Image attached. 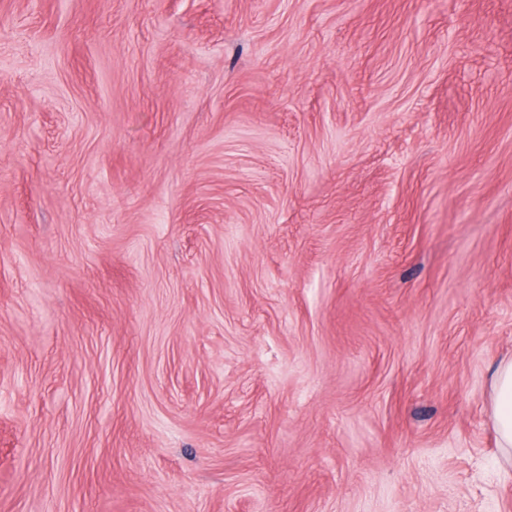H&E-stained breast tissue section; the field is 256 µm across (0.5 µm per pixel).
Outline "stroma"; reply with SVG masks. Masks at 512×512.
Returning a JSON list of instances; mask_svg holds the SVG:
<instances>
[{"label": "stroma", "mask_w": 512, "mask_h": 512, "mask_svg": "<svg viewBox=\"0 0 512 512\" xmlns=\"http://www.w3.org/2000/svg\"><path fill=\"white\" fill-rule=\"evenodd\" d=\"M512 0H0V512H512ZM492 422L500 447L512 449V358L501 361L492 374Z\"/></svg>", "instance_id": "obj_1"}]
</instances>
